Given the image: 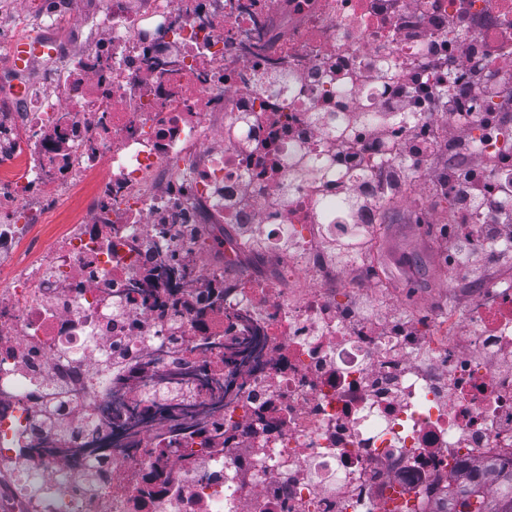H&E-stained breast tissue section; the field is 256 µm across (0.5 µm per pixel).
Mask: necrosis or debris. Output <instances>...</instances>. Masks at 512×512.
<instances>
[{
	"instance_id": "1",
	"label": "necrosis or debris",
	"mask_w": 512,
	"mask_h": 512,
	"mask_svg": "<svg viewBox=\"0 0 512 512\" xmlns=\"http://www.w3.org/2000/svg\"><path fill=\"white\" fill-rule=\"evenodd\" d=\"M463 1L457 37L512 29V0L381 29L393 0H101L96 36L52 39L54 84L0 113V512H442L457 470L512 466V273L370 328L396 300L363 197L459 90L452 63L388 110L431 72L399 27L447 38ZM168 262L177 290L131 291ZM204 361L237 397L158 415L209 398L157 381Z\"/></svg>"
}]
</instances>
